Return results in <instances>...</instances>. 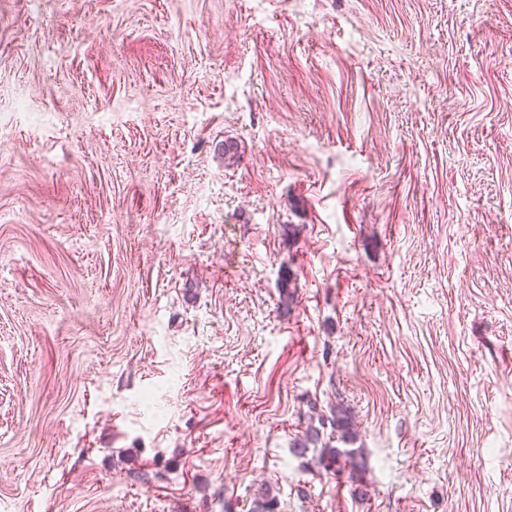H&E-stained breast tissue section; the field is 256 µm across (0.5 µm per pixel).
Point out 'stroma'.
Here are the masks:
<instances>
[{"instance_id":"1","label":"stroma","mask_w":512,"mask_h":512,"mask_svg":"<svg viewBox=\"0 0 512 512\" xmlns=\"http://www.w3.org/2000/svg\"><path fill=\"white\" fill-rule=\"evenodd\" d=\"M266 491L512 512V0H0V512ZM317 420L320 427L313 425L314 417H310V424L307 426L305 434L294 444L297 451L304 454L308 448H321L318 464L324 470L340 471L342 459L345 462L348 461L352 469H361L363 467L361 448L341 449L333 445V442L352 445L356 440V430L349 408L342 404L332 405L330 416L319 414ZM326 423L330 424L331 432L325 437L321 428L324 429ZM336 467L338 468L336 469Z\"/></svg>"}]
</instances>
